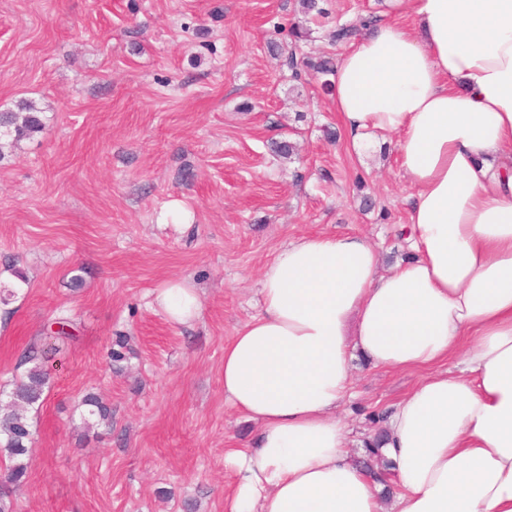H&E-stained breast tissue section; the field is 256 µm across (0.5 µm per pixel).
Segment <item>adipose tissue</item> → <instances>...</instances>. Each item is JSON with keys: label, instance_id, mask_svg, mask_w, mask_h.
Segmentation results:
<instances>
[{"label": "adipose tissue", "instance_id": "1", "mask_svg": "<svg viewBox=\"0 0 512 512\" xmlns=\"http://www.w3.org/2000/svg\"><path fill=\"white\" fill-rule=\"evenodd\" d=\"M387 2L415 27L347 48L334 104L353 146L396 135L412 256L385 273L365 237L317 234L263 266L224 347V397L257 427L224 457L229 512H512V0ZM156 301L178 324L202 308L183 281ZM357 353L426 372L386 415L389 498L336 416Z\"/></svg>", "mask_w": 512, "mask_h": 512}]
</instances>
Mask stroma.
<instances>
[{
	"label": "stroma",
	"instance_id": "35a3bbf8",
	"mask_svg": "<svg viewBox=\"0 0 512 512\" xmlns=\"http://www.w3.org/2000/svg\"><path fill=\"white\" fill-rule=\"evenodd\" d=\"M319 5L315 19L298 0H0V112L27 100L44 122L0 138V289L13 292L0 302V385L48 325L75 335L30 414L16 512H225L224 453L254 428L224 399V346L260 311L263 265L313 234L363 235L386 270L407 255L413 188L395 136L353 149L333 94L268 52L288 42L274 24L299 23L304 52L341 54L327 31L385 0ZM280 139L297 155L273 154ZM173 201L188 224L161 223ZM173 280L201 293L190 324L156 304ZM423 376L354 359L337 412L353 459L379 429L373 413ZM88 394L111 423L86 425Z\"/></svg>",
	"mask_w": 512,
	"mask_h": 512
}]
</instances>
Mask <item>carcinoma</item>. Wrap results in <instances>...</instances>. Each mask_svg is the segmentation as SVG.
<instances>
[{"instance_id": "cac0c4a2", "label": "carcinoma", "mask_w": 512, "mask_h": 512, "mask_svg": "<svg viewBox=\"0 0 512 512\" xmlns=\"http://www.w3.org/2000/svg\"><path fill=\"white\" fill-rule=\"evenodd\" d=\"M377 17L370 16L362 24H338L329 33L334 44L348 43L367 29ZM290 43L294 50L284 57L282 64L288 66L293 77L301 79L302 74L323 78V89H332L330 77L335 73L336 64L329 56L301 57L297 55L300 43L307 40L308 29L294 25L289 30ZM0 128L13 137L14 142L29 138L44 129L41 110L31 101H20L16 110L0 112ZM46 351L36 344H31L20 356L18 366L24 371L12 381L9 401L0 405V458L9 465L0 466V512H14L13 488L24 483L28 471L33 432L29 414L39 408L47 389L50 388L51 375L45 365ZM83 405L88 407L89 415L97 416L100 421L109 419L108 409L94 395H87Z\"/></svg>"}]
</instances>
